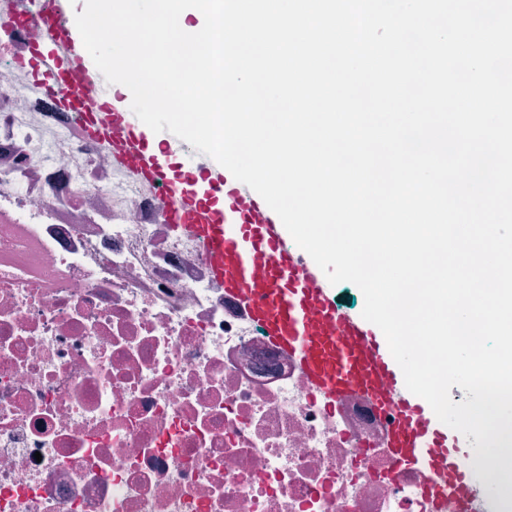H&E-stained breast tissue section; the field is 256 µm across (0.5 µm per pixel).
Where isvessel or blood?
Returning a JSON list of instances; mask_svg holds the SVG:
<instances>
[{"label": "vessel or blood", "instance_id": "obj_1", "mask_svg": "<svg viewBox=\"0 0 512 512\" xmlns=\"http://www.w3.org/2000/svg\"><path fill=\"white\" fill-rule=\"evenodd\" d=\"M0 21L39 30L21 63L27 90L52 97L88 139L108 143L113 164L132 178L162 186L169 223L214 255L225 295L265 325L317 391L333 400L353 390L371 394L374 383L384 382L400 394L388 416L389 449L399 466L431 473L426 491L437 502L457 483H476V472L449 455L448 434L430 405L407 390L380 331L365 319L342 317L316 265L288 251L281 220L262 197L231 173L204 180L160 163L154 144L130 124L120 97L100 89L87 93L93 72L74 34L69 0H0Z\"/></svg>", "mask_w": 512, "mask_h": 512}]
</instances>
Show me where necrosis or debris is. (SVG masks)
Here are the masks:
<instances>
[{
    "instance_id": "necrosis-or-debris-1",
    "label": "necrosis or debris",
    "mask_w": 512,
    "mask_h": 512,
    "mask_svg": "<svg viewBox=\"0 0 512 512\" xmlns=\"http://www.w3.org/2000/svg\"><path fill=\"white\" fill-rule=\"evenodd\" d=\"M0 46V512H464L396 472L375 398L318 394L158 192Z\"/></svg>"
}]
</instances>
